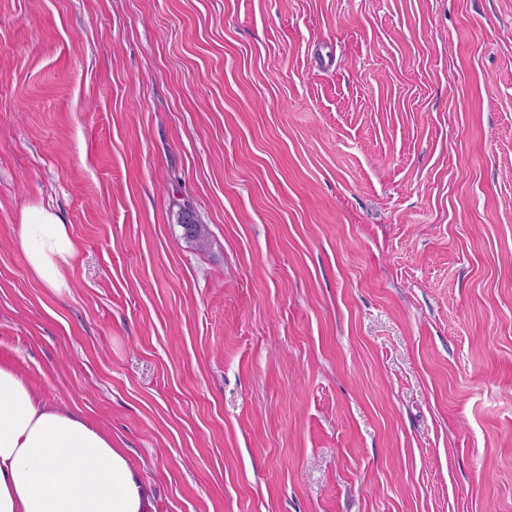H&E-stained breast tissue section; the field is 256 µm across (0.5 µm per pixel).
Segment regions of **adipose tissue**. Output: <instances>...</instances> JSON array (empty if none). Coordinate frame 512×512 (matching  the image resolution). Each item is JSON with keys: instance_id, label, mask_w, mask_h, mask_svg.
Returning a JSON list of instances; mask_svg holds the SVG:
<instances>
[{"instance_id": "adipose-tissue-1", "label": "adipose tissue", "mask_w": 512, "mask_h": 512, "mask_svg": "<svg viewBox=\"0 0 512 512\" xmlns=\"http://www.w3.org/2000/svg\"><path fill=\"white\" fill-rule=\"evenodd\" d=\"M18 246L34 277L66 289L78 245L60 214L41 204L20 212ZM0 512H155L152 492L125 449L80 409L42 399L0 362Z\"/></svg>"}]
</instances>
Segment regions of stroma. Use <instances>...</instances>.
I'll use <instances>...</instances> for the list:
<instances>
[{
    "label": "stroma",
    "mask_w": 512,
    "mask_h": 512,
    "mask_svg": "<svg viewBox=\"0 0 512 512\" xmlns=\"http://www.w3.org/2000/svg\"><path fill=\"white\" fill-rule=\"evenodd\" d=\"M0 360L155 512H512V0H0ZM179 207V226L183 229V237L197 250L204 251L210 245V236L206 224L199 222L188 202L176 204ZM18 246L34 277L58 292L67 289L65 267L71 265L78 245L60 214L42 204L20 212Z\"/></svg>",
    "instance_id": "obj_1"
}]
</instances>
